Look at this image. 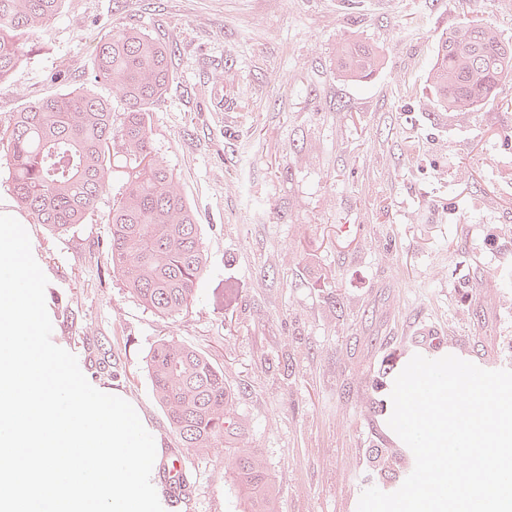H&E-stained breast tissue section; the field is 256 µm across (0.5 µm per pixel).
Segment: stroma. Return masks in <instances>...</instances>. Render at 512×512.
Masks as SVG:
<instances>
[{
  "label": "stroma",
  "mask_w": 512,
  "mask_h": 512,
  "mask_svg": "<svg viewBox=\"0 0 512 512\" xmlns=\"http://www.w3.org/2000/svg\"><path fill=\"white\" fill-rule=\"evenodd\" d=\"M468 19L512 41V0H62L0 87L4 124L77 87L111 97L93 57L115 22L175 45L150 128L201 224L208 274L192 307L160 318L110 267L122 155L88 223L26 230L53 343L90 384L129 394L170 452L147 353L171 336L205 351L279 512H357L371 484L401 483L376 451L407 450L385 415L422 325L445 354L512 363V108L444 111L426 82L440 37ZM349 37L381 57L367 81L333 72ZM190 461L193 493L165 512H239L223 449Z\"/></svg>",
  "instance_id": "obj_1"
}]
</instances>
